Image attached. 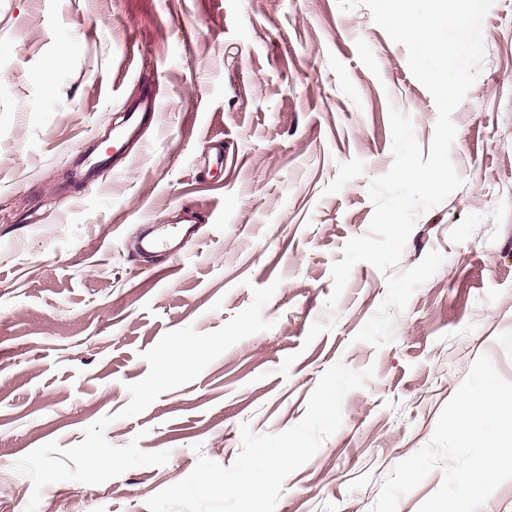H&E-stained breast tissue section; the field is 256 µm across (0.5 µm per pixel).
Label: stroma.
Returning <instances> with one entry per match:
<instances>
[{
	"label": "stroma",
	"instance_id": "obj_1",
	"mask_svg": "<svg viewBox=\"0 0 512 512\" xmlns=\"http://www.w3.org/2000/svg\"><path fill=\"white\" fill-rule=\"evenodd\" d=\"M483 39L452 114L463 186L420 216L397 267L357 263L331 312V268L367 232L369 182L393 164L390 107L425 149L437 119L406 48L367 8L0 0V512L28 505L18 459L74 446L107 415L109 443L135 439L168 462L47 485L37 512H148L199 456L230 466L242 424H297L339 361L375 375L285 479L276 512H371L477 357L512 381V0H495ZM149 88L159 117L133 160H118L112 128ZM87 157L99 163L91 190ZM191 223L200 232L175 267L136 253L143 225ZM271 284V329L120 418L128 384L148 373L144 351L170 330L221 328ZM328 319L333 329L307 340Z\"/></svg>",
	"mask_w": 512,
	"mask_h": 512
}]
</instances>
